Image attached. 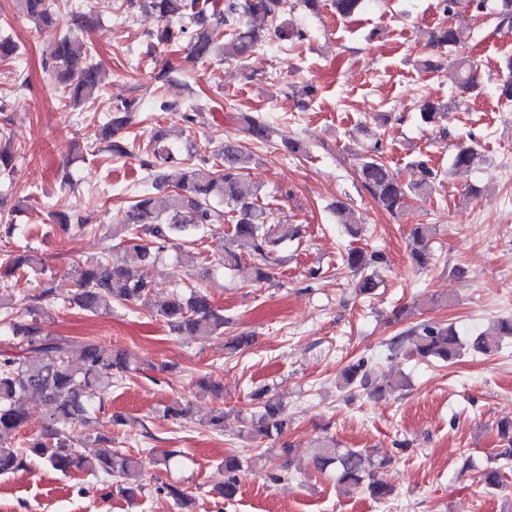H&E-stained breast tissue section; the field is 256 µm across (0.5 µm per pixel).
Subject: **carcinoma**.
<instances>
[{"mask_svg": "<svg viewBox=\"0 0 512 512\" xmlns=\"http://www.w3.org/2000/svg\"><path fill=\"white\" fill-rule=\"evenodd\" d=\"M498 28L512 32V0H495ZM127 9H139L156 16L163 26L157 32L160 42L169 44L187 40L192 58L205 61L215 56L226 59L246 58L261 47L270 34L282 40H302L304 33L281 23L288 0H224L223 8L211 0H125ZM363 0H332L336 14L350 18L357 13ZM15 14L45 27L55 25V0H12ZM248 16H262L277 23L274 31L257 28L247 23ZM231 30L225 39L224 29ZM458 33L452 23L434 28L428 39L433 48L451 47L457 43ZM83 38L73 33L57 39L51 52V70L64 84L67 99L77 106L97 98L103 89L99 65L92 62ZM458 77V90L468 95L478 89L477 68L467 59L453 61ZM504 74L498 83L499 96L512 99V59L505 62ZM450 104L433 101L426 105L421 119L426 124L445 118ZM139 106L134 101L115 109L102 129V137L109 141L107 151L116 157L131 154L125 129L135 124ZM245 136L264 142L271 128L261 118L241 114L237 116ZM164 135L156 132L150 144L139 157L140 166L153 176L155 183L169 181L167 170L178 168L172 193L168 196L166 211H157L154 199L143 192L135 197L125 212L122 223L112 225V238L118 240L116 251L97 259L76 261L72 264L76 292L71 299L80 310L91 315L112 311V303L140 302L155 290L149 276L150 267L170 248L180 250L186 243H195L212 234L215 227L224 224V217L232 221L231 235L224 239L222 261L224 268L236 269L244 257L255 260L253 279L259 283L272 282L277 277L268 257L281 238L274 231L269 212L259 204L260 187L248 179L245 171L252 157L233 142L224 144L220 161L209 164L201 158L194 162L176 154L162 143ZM383 146L377 141L360 154L358 177L362 187L377 203L392 215L403 213L415 197L429 194L441 178V170L426 159L413 160L419 179L405 186L383 161ZM481 160L473 145L459 146L450 169L455 174L470 172ZM435 234L431 224H415L410 229L407 247L413 262L420 268L430 262V242ZM387 263L380 251L366 253L359 249L348 251L343 265L359 275L355 289L360 295L370 294L376 288L374 269ZM7 274L21 267L37 264L31 250L11 251L6 258ZM53 288L44 284L39 295L25 298L23 313L5 318L0 324L18 341V352L0 356V475L23 469L28 456L33 455L54 470H88L102 477L120 479V492L133 500L145 488L141 462L124 453L105 447L109 439L97 437L85 443L86 450H77L70 431L85 423L98 410L90 399L91 392L105 389L122 380L132 370L129 355L120 348L106 350L93 339L77 340L71 336L44 331L43 303L51 300ZM175 336H192L205 340L224 333V311L215 307L201 290L189 294H172L158 310ZM512 338V318L497 320L492 328L468 339L461 336L452 324L435 321L416 323L392 338L387 350L392 355L406 353L423 360L454 362L466 352L491 355L499 351L504 337ZM339 387L360 388L371 396L383 394V388L373 383L366 363L348 365L341 373ZM37 399L49 407L40 433L32 439L28 450L19 449L11 441L12 434L27 419L28 404ZM258 412L243 425L241 436L255 440L275 439L288 428V410L266 388L253 393ZM169 419L182 425L190 421L189 408L178 402L165 409ZM505 448L499 458L512 461V419L498 425ZM390 463L376 460L366 449L343 448L332 438L324 439L317 448L314 465L322 473H329L346 491L366 492L377 501L387 500L392 490L376 479L377 469ZM249 466L246 458L228 456L220 466L223 480L213 491L226 501L238 494L240 473ZM480 481L486 489H497L503 483L502 467L480 472ZM156 491L169 498L181 512H190L192 495L178 485L164 483Z\"/></svg>", "mask_w": 512, "mask_h": 512, "instance_id": "cac0c4a2", "label": "carcinoma"}]
</instances>
